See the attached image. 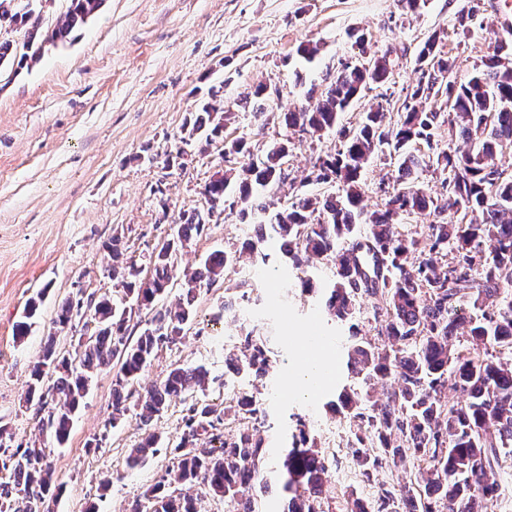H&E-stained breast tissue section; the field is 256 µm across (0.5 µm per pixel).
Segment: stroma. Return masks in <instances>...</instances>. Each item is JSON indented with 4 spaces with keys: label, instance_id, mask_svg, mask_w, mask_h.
Wrapping results in <instances>:
<instances>
[{
    "label": "stroma",
    "instance_id": "1",
    "mask_svg": "<svg viewBox=\"0 0 512 512\" xmlns=\"http://www.w3.org/2000/svg\"><path fill=\"white\" fill-rule=\"evenodd\" d=\"M500 2L483 0V27L463 38L456 23L460 0H428L418 15L404 12L397 0H105L66 43L19 71L0 72V431L16 444L41 442L37 408L25 401L29 371L48 340L72 352L93 333L90 323L59 329L56 312L66 299L112 291L113 235H120L126 256L146 265L181 214L203 206L225 142L242 137L260 148L282 139L279 112L307 105L308 89L325 87L327 74L352 53V31L366 34L370 52L389 54L396 82L387 105H380L377 90L363 91L342 121L357 124L364 111L380 105L393 122L417 81L420 43L439 34L445 49L460 52L458 79H468L473 63L505 37L496 21ZM308 42L322 46L311 63L296 53ZM259 84L280 91L261 116L240 104ZM217 87L230 115L223 138L202 153L179 137ZM291 137L289 178L263 194L274 210L300 190L317 157L336 146L331 133ZM242 234L237 211H225L191 240L177 265L194 268L214 250L234 251ZM224 277L198 289L194 320L179 341L158 351L145 382L201 365L209 372L201 396L218 406L258 387L268 412L261 433L270 467H279L288 451L292 415L305 417L318 445L328 447L330 431L350 429L349 420L327 406L342 387L356 384L344 365L347 327L322 315L316 294L258 276L249 258ZM228 282L254 295L235 320L221 310ZM34 298L40 304L31 332L16 340L15 326ZM255 323L284 341L279 360L259 382L227 374L224 363L241 332ZM307 336L321 338L336 365L335 377L308 402L284 389L287 362ZM114 381L113 369L95 374L67 442L53 450L54 481L62 492L51 512H128L169 464L167 450L183 430L184 403L171 402L155 417L162 449L132 469L127 458L144 431L132 414L113 424ZM410 476L383 468L367 483L356 465L332 462L324 491L331 499L348 491L370 503L380 488L407 483Z\"/></svg>",
    "mask_w": 512,
    "mask_h": 512
}]
</instances>
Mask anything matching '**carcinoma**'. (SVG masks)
Instances as JSON below:
<instances>
[{"mask_svg": "<svg viewBox=\"0 0 512 512\" xmlns=\"http://www.w3.org/2000/svg\"><path fill=\"white\" fill-rule=\"evenodd\" d=\"M104 0H70L64 17L45 33L32 0H0V29L23 34V43L0 38V70L23 68L41 57L46 44L67 42ZM481 0H463L457 13L462 33L477 22ZM500 56L509 64H496ZM369 70L341 64L324 89L307 92L312 105L279 113L291 133L336 134V149L318 157L304 182L337 185L331 194H296L269 219L285 263L300 271L303 293L322 287L308 273L312 258L336 266L322 312L348 325L351 343L347 367L361 387H344L330 406L356 422L355 459L369 480L378 469L412 464L415 481L381 491L372 512H485L500 495L492 479L503 458L512 455V174L500 157L512 151V43L499 41L473 66L466 81L454 76L459 57L443 51L433 34L418 48L420 76L403 100V118L387 125L382 109H370L355 126L341 116L372 85L394 80L387 55H371ZM272 92L257 85L242 104L255 113L265 110ZM224 105L204 104L181 131V141L210 144L223 137ZM224 168L206 185L205 206L184 213L170 238L157 245L148 268L121 260L119 237L112 238V295L87 299L94 333L75 357L57 351L54 341L44 347L30 370L26 401L39 410L40 431L63 444L72 415L81 406L94 374L111 364L118 367L112 394V426L131 409L145 427L127 463L135 467L158 452L161 440L150 429L154 417L174 399L189 402L180 442L169 449L171 466L160 480L134 500L130 512H198L194 487L230 504L232 512H259V495L276 490L267 477L265 440L259 426L266 408L260 392L245 391L222 409L193 397L203 390V367L174 368L164 380L148 387L140 376L156 352L176 343L195 315L198 288L224 278L225 269L246 255L269 263L265 225L248 217L266 213L260 192L288 179L283 160L288 141H273L256 152L244 138L224 145ZM247 158L239 166L238 156ZM379 156L396 158L398 166L381 183L382 207L363 204V174ZM441 175L440 197H432L418 182L419 173ZM239 207V216L253 232L245 233L239 252H211L200 267L182 271V293L170 307H157L176 276L178 254L202 234L225 207ZM461 214L455 222L426 225L429 248L404 235L400 226L413 214L438 217ZM451 248L453 257L438 254ZM373 300L379 324V348L358 337L351 321L360 297ZM469 303L476 313L459 314ZM39 307L29 301L25 320L15 337L24 339L28 319ZM146 313L140 334L132 315ZM270 336L254 326L240 336L226 356L234 374L265 378L272 367ZM453 380L465 394L460 404L441 399ZM52 448L0 443V512H49L60 494L53 481ZM328 471L324 452L304 418L295 416L291 448L282 462V491L288 494L283 512H335L323 497Z\"/></svg>", "mask_w": 512, "mask_h": 512, "instance_id": "carcinoma-1", "label": "carcinoma"}]
</instances>
